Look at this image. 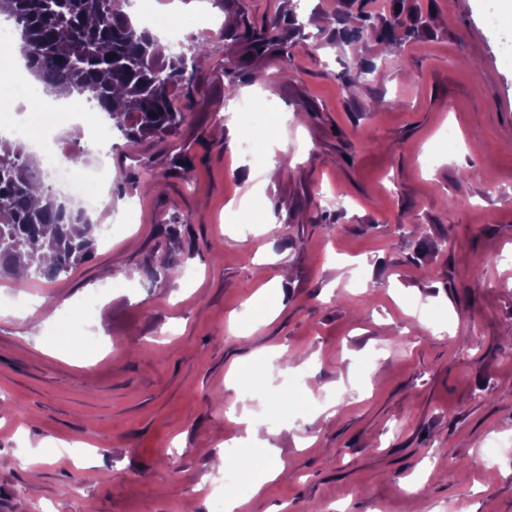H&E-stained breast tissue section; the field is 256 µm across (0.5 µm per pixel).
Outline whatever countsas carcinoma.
I'll list each match as a JSON object with an SVG mask.
<instances>
[{"instance_id":"cac0c4a2","label":"carcinoma","mask_w":512,"mask_h":512,"mask_svg":"<svg viewBox=\"0 0 512 512\" xmlns=\"http://www.w3.org/2000/svg\"><path fill=\"white\" fill-rule=\"evenodd\" d=\"M130 0H0V13L22 32L28 70L56 94L74 90L92 110L112 116L129 142L169 135L197 104L192 92L175 104L178 80L209 49L196 43L165 54L166 46L143 23L132 20ZM295 16H276L264 26L267 37L252 40L281 46L280 74L295 71L292 34L301 30ZM44 189V204L32 202ZM83 207L75 208L45 181L40 159L22 144L0 139V277L22 288L43 277L69 275L93 255L97 229Z\"/></svg>"}]
</instances>
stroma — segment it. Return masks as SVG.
I'll list each match as a JSON object with an SVG mask.
<instances>
[{
	"label": "stroma",
	"instance_id": "stroma-1",
	"mask_svg": "<svg viewBox=\"0 0 512 512\" xmlns=\"http://www.w3.org/2000/svg\"><path fill=\"white\" fill-rule=\"evenodd\" d=\"M239 1L206 2L224 37L197 60L188 120L162 142L112 134V165L133 176L112 207L136 204L134 222L71 275L0 278V302L36 308L22 327L0 318V512H211L216 464L247 435L224 380L281 347L313 358L295 382L309 394L287 423L255 415L287 469L238 512H512V457L490 444L512 437V67L486 0H243L244 15ZM294 12L300 70L283 79L280 46L254 51L244 30ZM390 20L397 48L381 39ZM239 99L279 112H233ZM267 138L287 173L262 215L229 212ZM153 178L161 191L145 192ZM164 260L194 287L152 284ZM282 261L279 313L245 323ZM75 295L94 303L90 366L75 323L55 320ZM77 441L96 450L81 466Z\"/></svg>",
	"mask_w": 512,
	"mask_h": 512
}]
</instances>
